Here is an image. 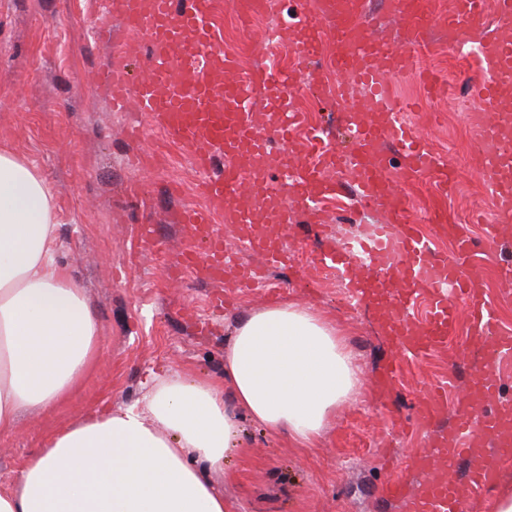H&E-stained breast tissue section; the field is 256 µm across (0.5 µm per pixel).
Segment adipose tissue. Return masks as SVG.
<instances>
[{"mask_svg": "<svg viewBox=\"0 0 512 512\" xmlns=\"http://www.w3.org/2000/svg\"><path fill=\"white\" fill-rule=\"evenodd\" d=\"M53 194L24 158L0 152V434L47 410L84 376L99 336L82 288L56 262ZM360 376L340 332L295 303L251 313L224 348V376L173 372L122 411L56 433L0 492V512H227L209 480L240 415L313 444Z\"/></svg>", "mask_w": 512, "mask_h": 512, "instance_id": "1", "label": "adipose tissue"}]
</instances>
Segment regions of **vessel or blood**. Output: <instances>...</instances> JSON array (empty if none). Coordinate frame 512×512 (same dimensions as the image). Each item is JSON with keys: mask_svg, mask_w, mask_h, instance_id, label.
<instances>
[{"mask_svg": "<svg viewBox=\"0 0 512 512\" xmlns=\"http://www.w3.org/2000/svg\"><path fill=\"white\" fill-rule=\"evenodd\" d=\"M103 5L108 17L141 35L145 44L139 76L115 64L100 74L112 109L135 112L138 121L129 127L130 136H140L146 124L172 135L200 175V203L179 212V223L187 225L194 241L181 253V268L198 280L237 288L253 286L264 270L286 266L288 251L275 227L290 223L296 206L308 223H325L322 199L335 192L343 167L360 206L383 210L385 218L367 238L346 247L327 240L318 260L341 269L356 301L381 313L397 353L379 385L396 383L406 357L446 344L456 321L448 299L467 301L472 333L483 342V366L471 375L458 410L449 411L444 384L419 404L416 420L430 427L428 440L403 471L390 473L382 495L401 503L404 512H470L475 499L492 489L498 462L512 457V405L503 400L500 374L501 363L512 359V333L504 331L495 309L483 300L471 269L472 241L448 211L454 167L400 121L403 106L388 98L386 83L431 50L430 28L444 30L452 48L473 44L484 24L486 0H452L443 11L428 0H390V16L404 36L399 43L366 20L367 0H305L298 18L303 33L291 40L298 61L334 67L340 81L327 94L337 101H344L351 86L367 91L345 115L352 134L347 153L332 146L315 151L290 138L297 115L287 111V102L302 86H314L315 77L301 83L288 72L239 71L236 56L223 52L215 37V0H103ZM495 5L496 33L478 43L472 85L473 103L487 118L486 138L477 147L478 173L493 191L486 234L494 243L512 239V113L502 95L503 86L512 83V0H495ZM330 42L336 54L329 60ZM259 97L277 106L274 120L260 122L252 109ZM274 141L281 148L273 157L269 146ZM392 147L406 181L426 177L437 184L426 221L454 235L450 255H433L428 239L407 220L405 200L387 177ZM268 156L274 159L269 166L264 163ZM285 186L291 199L281 194ZM219 215L224 218L220 224L215 221ZM229 234L258 254L261 266L230 254ZM421 296L427 297L429 312L415 323L407 310ZM459 469L462 479H453Z\"/></svg>", "mask_w": 512, "mask_h": 512, "instance_id": "b4317fda", "label": "vessel or blood"}]
</instances>
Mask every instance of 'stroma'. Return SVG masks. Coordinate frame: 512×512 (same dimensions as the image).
Returning <instances> with one entry per match:
<instances>
[{"instance_id": "35a3bbf8", "label": "stroma", "mask_w": 512, "mask_h": 512, "mask_svg": "<svg viewBox=\"0 0 512 512\" xmlns=\"http://www.w3.org/2000/svg\"><path fill=\"white\" fill-rule=\"evenodd\" d=\"M98 27L111 29V41L95 40ZM214 30L243 70L274 64L300 77L306 72L289 47L265 53V19L242 23L224 2ZM431 39L435 49L421 61L436 70L442 95L427 99L413 71L391 78L387 94L409 104L404 118L431 149L449 154L459 178L448 210L477 236L483 227L470 223L469 215L490 213L493 202L478 175L479 157L460 104L477 61L456 58L439 31ZM131 42L119 22L105 15L102 0H0V149L31 162L50 184L57 261L84 289L100 326L91 367L74 392L50 412L22 415L13 433L0 435V489L58 431L90 414L134 405L147 379L172 370L188 378L221 377L224 346L238 321L273 303H297L335 323L362 386L330 415L312 448L243 421L242 445L213 483L230 512H402L380 490L391 467L401 466L427 440L416 421L419 402L445 380L448 406L456 408L481 362L465 307L457 309L447 351L409 363L387 391L378 390L375 379L396 349L377 312L366 305L350 309L349 289L337 288L321 272L297 265L270 270L266 287L225 289L223 312H211L213 287L176 271L180 252L191 242L177 213L197 200L190 159L152 127H144L139 139L129 138L132 113L111 111L95 88L98 72L112 60L140 74L141 58L130 52ZM293 104L306 112L311 131L350 150L342 108L306 89ZM132 154L141 155L143 169L128 167ZM132 181L143 187L140 198L125 193ZM354 202V188H346L327 198L326 225L298 220L279 233L289 249L313 253L325 237L343 244L364 236L384 215L355 214ZM142 224L157 225L158 245L140 249ZM475 267L486 302L502 327L512 329V287L500 279L498 265L479 260Z\"/></svg>"}]
</instances>
